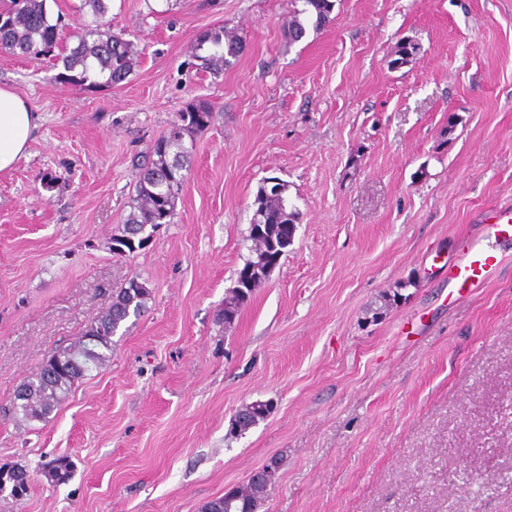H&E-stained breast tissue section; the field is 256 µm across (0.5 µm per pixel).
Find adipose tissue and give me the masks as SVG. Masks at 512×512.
Masks as SVG:
<instances>
[{"mask_svg": "<svg viewBox=\"0 0 512 512\" xmlns=\"http://www.w3.org/2000/svg\"><path fill=\"white\" fill-rule=\"evenodd\" d=\"M39 116L10 87L0 86V173L25 156Z\"/></svg>", "mask_w": 512, "mask_h": 512, "instance_id": "1", "label": "adipose tissue"}]
</instances>
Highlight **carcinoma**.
Listing matches in <instances>:
<instances>
[{"label": "carcinoma", "instance_id": "obj_1", "mask_svg": "<svg viewBox=\"0 0 512 512\" xmlns=\"http://www.w3.org/2000/svg\"><path fill=\"white\" fill-rule=\"evenodd\" d=\"M109 0H83L90 8L93 24L75 35L73 47L60 49L65 23L62 16H52L47 0H0V53L39 59L54 56L62 67L61 81L85 89H102L121 84L131 74L139 54L134 43L102 22L108 13ZM334 0H302V8L293 12L286 36L292 42L303 40L308 29L319 30L332 22ZM196 58L210 74L218 77L242 55L243 41L220 28L199 41ZM214 111L204 99L190 102L176 120L180 128L157 138L137 163L135 197L130 211L112 235V252L123 253L128 247L126 237L145 233L164 224L173 223L185 175L190 163V151L185 137L206 129L212 123ZM287 184L280 183L277 195L261 188L256 196L255 212L250 226V240H261L253 246L251 256L237 272L236 286L224 297L221 319L224 325L235 321L240 307L278 264L285 250L293 243L298 212L288 207L285 197ZM149 291L141 282L129 278L112 299L110 306L91 320L78 341L55 350L42 370L27 379L15 396L11 413L26 420L45 421L68 396L89 367L100 365L112 351V337L130 319L138 318L146 309ZM272 401H253L241 406L243 413L235 415L233 427L244 431L265 419L272 410ZM73 464L67 456L56 457L42 464V473L53 484H62L71 476ZM27 472L26 466L13 463L0 465V498H10L15 486ZM266 493V483L253 482L244 489L230 490L213 498L202 512H257Z\"/></svg>", "mask_w": 512, "mask_h": 512}]
</instances>
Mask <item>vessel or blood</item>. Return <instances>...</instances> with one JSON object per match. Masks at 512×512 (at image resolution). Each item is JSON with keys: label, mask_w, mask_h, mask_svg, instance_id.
<instances>
[{"label": "vessel or blood", "mask_w": 512, "mask_h": 512, "mask_svg": "<svg viewBox=\"0 0 512 512\" xmlns=\"http://www.w3.org/2000/svg\"><path fill=\"white\" fill-rule=\"evenodd\" d=\"M512 206H492L477 233L467 235L456 260L448 266V288L468 294L483 288L512 258Z\"/></svg>", "instance_id": "vessel-or-blood-1"}]
</instances>
